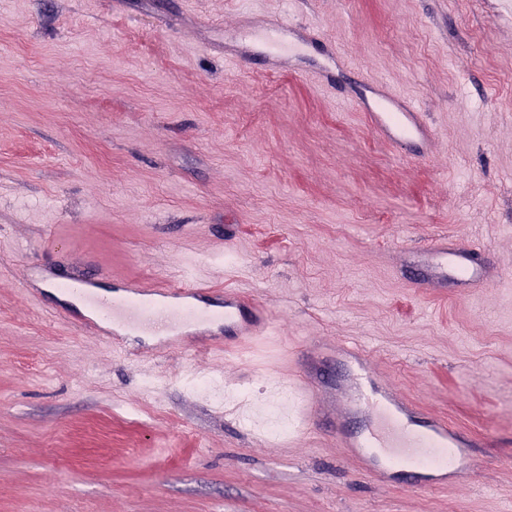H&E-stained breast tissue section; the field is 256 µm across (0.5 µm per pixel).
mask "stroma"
<instances>
[{"label":"stroma","mask_w":512,"mask_h":512,"mask_svg":"<svg viewBox=\"0 0 512 512\" xmlns=\"http://www.w3.org/2000/svg\"><path fill=\"white\" fill-rule=\"evenodd\" d=\"M252 10L319 25L353 78L427 112L440 152L399 158L331 93L206 51ZM435 231L512 249V0H0V512H512V275L417 296L380 255ZM219 240L216 293L251 285L285 346L363 344L479 434L485 469L425 495L373 483L219 328L197 371L251 394L225 425L175 382L169 337L123 339L150 381L45 287L76 265L102 291L163 282ZM275 418L281 437L257 431Z\"/></svg>","instance_id":"obj_1"}]
</instances>
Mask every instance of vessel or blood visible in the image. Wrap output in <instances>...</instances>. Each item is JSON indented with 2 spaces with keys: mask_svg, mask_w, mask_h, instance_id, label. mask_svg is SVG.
<instances>
[{
  "mask_svg": "<svg viewBox=\"0 0 512 512\" xmlns=\"http://www.w3.org/2000/svg\"><path fill=\"white\" fill-rule=\"evenodd\" d=\"M246 38L224 45V58L240 64L263 57L272 72L285 71L312 85L333 89L337 68L349 66L347 55L333 39L316 38L309 28L272 20L264 14L245 16ZM317 48L319 61L304 62L309 48ZM340 104L358 112L380 137L410 157L428 158L442 140L424 112L387 82L370 79L349 87ZM396 271H413L417 295L438 300L449 286L460 295L473 296L499 285L506 269L479 262L470 250L459 247L447 233L432 235L420 249L404 251ZM224 270L222 254L208 262L185 265L181 279L169 283L128 278L110 298L95 294L83 270H74L63 291L80 299L87 309L79 316L81 327L113 337L112 349L122 352L119 336L131 331L164 336H199L214 323L208 301L212 279ZM224 333L234 337L236 349L266 345L273 332L272 317L255 293L242 287L224 290ZM335 356L345 370L329 386L305 363L316 354ZM269 372L284 381L299 397L298 412L308 431L329 427L335 447L353 460L371 481L409 485L417 493L472 482L480 465L475 455L476 437L447 415L427 410L403 396L362 344L341 339L299 343L289 361L274 360Z\"/></svg>",
  "mask_w": 512,
  "mask_h": 512,
  "instance_id": "obj_1",
  "label": "vessel or blood"
}]
</instances>
